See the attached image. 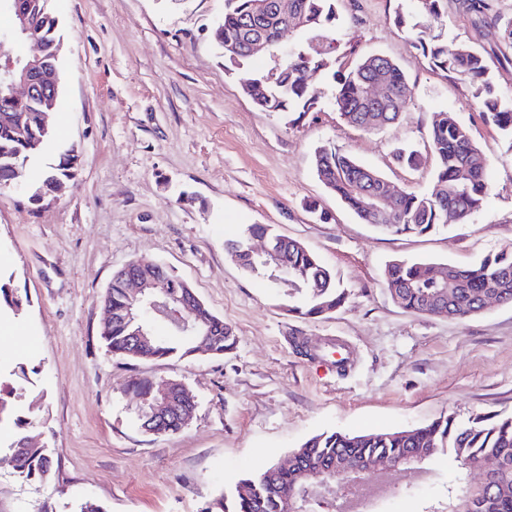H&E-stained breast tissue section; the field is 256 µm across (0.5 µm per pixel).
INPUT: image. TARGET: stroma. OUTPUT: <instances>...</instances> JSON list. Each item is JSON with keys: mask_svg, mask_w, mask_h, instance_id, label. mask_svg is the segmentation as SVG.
<instances>
[{"mask_svg": "<svg viewBox=\"0 0 512 512\" xmlns=\"http://www.w3.org/2000/svg\"><path fill=\"white\" fill-rule=\"evenodd\" d=\"M445 0L439 29L449 45L479 52L496 87L512 96V43L503 21L512 0ZM340 48L312 84L311 112L261 111L243 85L269 64L261 53L225 70L212 41L224 0H58L62 94L41 166L79 154L74 179L36 207L0 192V276L27 291L24 315L0 313V369L36 370L37 435L53 459L42 483L23 482L0 425V512H201L244 473L287 459L325 430L408 429L440 416L512 412V306L464 320L406 311L383 283L397 257L469 266L512 245V140L484 121L473 91L433 68L397 10L420 0H338ZM392 58L413 97L387 130L348 126L330 106L339 74L366 53ZM437 112L456 113L490 161V192L466 221L421 236H390L362 223L320 182L321 146L347 152L400 189L424 191L436 159L427 147ZM421 155L397 163V147ZM270 224L303 242L348 293L327 317L302 320L281 307L266 277L243 273L224 242ZM134 259L174 268L231 326L234 350L191 360L130 361L100 342L101 299L113 273ZM348 344L347 372L296 351L292 336ZM182 381L198 401L191 425L173 435L140 429L125 395L132 376ZM456 464L440 458L407 482L415 499L382 501L381 512H421L444 499Z\"/></svg>", "mask_w": 512, "mask_h": 512, "instance_id": "stroma-1", "label": "stroma"}]
</instances>
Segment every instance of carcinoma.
<instances>
[{
    "label": "carcinoma",
    "mask_w": 512,
    "mask_h": 512,
    "mask_svg": "<svg viewBox=\"0 0 512 512\" xmlns=\"http://www.w3.org/2000/svg\"><path fill=\"white\" fill-rule=\"evenodd\" d=\"M443 2L423 0V19L411 22L399 10L394 22L415 31L416 46L434 67L472 86L482 116L512 139V97L504 99L486 78V67L477 51L463 44L450 49L436 31ZM54 3L0 0V10L11 13L16 6L25 9L31 19V35L41 43L45 62L58 71L61 34ZM285 15L300 35L299 45L286 51L277 41L278 25ZM340 28L336 0H224V16L213 30V40L222 50L224 62L234 67L250 59L248 52L254 40H263L276 58L275 66L253 79L244 93L267 112L306 113L318 103L311 79L320 61L336 52ZM378 78L384 82L385 94L381 103L373 105L366 100L364 88ZM411 98L412 88L399 65L386 55L370 53L340 77L330 104L345 123L381 130L399 122ZM56 105L55 99L14 100L8 83L0 79V109L6 110L0 116V190L15 189L32 179L36 183L28 196L32 205L40 204L39 190L45 185L66 187L78 158L71 152L49 169L36 165L51 138L42 114ZM429 145L438 161L431 189L423 194L403 190L390 197L386 216L364 206V192L387 184L378 171L334 147L318 151L315 169L325 188L360 221L392 235H425L451 220L466 219L482 207L489 193L488 159L454 113H434ZM256 237L268 238L275 254L251 253L249 243ZM224 251L245 273L265 275L274 282L281 278L279 266H286L292 281L287 311L298 318L324 316L347 300L346 289L336 281L334 270L322 265L300 241L275 233L270 224L248 225L240 236L224 242ZM131 264L141 275L161 278L168 292L179 293L188 286L161 262L138 259ZM430 267L431 263L420 260L389 261L384 285L391 300L406 311L448 319L480 313L488 297L512 304L511 246L468 267L448 266L446 286L429 276ZM27 300V295L0 279V309L18 314ZM107 300L112 303V325L102 328L100 337L113 356L133 361L194 357V341L174 328L165 336L153 334L143 349H133L134 333L154 330L158 315L148 308L139 319H124L129 304L124 272L112 276ZM194 319L202 326H216L217 335L211 337L212 356L220 357L235 348L232 328L205 304L195 308ZM29 383L22 365L6 376L0 373V424L10 422L14 426V437L8 444L14 454V469L18 477L32 483L48 479L51 470L46 465V448L26 442L27 431L38 424L24 405ZM125 395L137 409V424L144 426L155 398L154 381L136 375L128 381ZM442 455L457 463V474L448 483L444 505H431L427 512H512V413H476L465 420L449 415L405 430L318 433L291 451L292 465L284 468L273 464L246 474L216 495L203 512H335L336 488L343 487L339 477L343 471L374 461L422 469ZM471 469L485 472L482 483L466 482L465 473Z\"/></svg>",
    "instance_id": "carcinoma-1"
}]
</instances>
